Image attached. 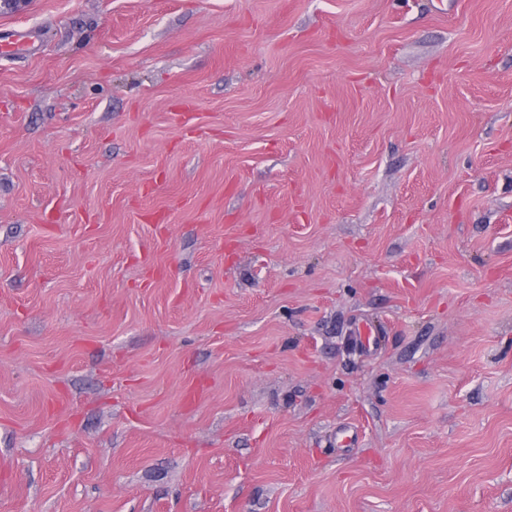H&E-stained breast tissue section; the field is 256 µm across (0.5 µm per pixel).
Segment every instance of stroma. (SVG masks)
I'll list each match as a JSON object with an SVG mask.
<instances>
[{"label": "stroma", "mask_w": 512, "mask_h": 512, "mask_svg": "<svg viewBox=\"0 0 512 512\" xmlns=\"http://www.w3.org/2000/svg\"><path fill=\"white\" fill-rule=\"evenodd\" d=\"M1 26L0 512H512V0ZM35 46V36L31 31L0 29V54L24 55Z\"/></svg>", "instance_id": "obj_1"}]
</instances>
